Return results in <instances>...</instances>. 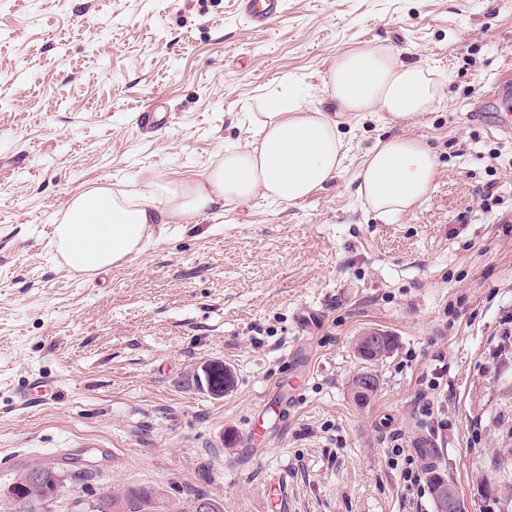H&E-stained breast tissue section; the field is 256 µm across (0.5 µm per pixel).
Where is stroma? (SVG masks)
I'll use <instances>...</instances> for the list:
<instances>
[{"mask_svg":"<svg viewBox=\"0 0 512 512\" xmlns=\"http://www.w3.org/2000/svg\"><path fill=\"white\" fill-rule=\"evenodd\" d=\"M365 41L444 83L410 128L437 158L411 212L359 199L391 129L351 114L342 170L309 199L163 225L91 277L62 264L49 230L74 196L200 178L254 139L271 98L319 106L330 64ZM508 67L512 0H287L264 31L236 0H0V512H18L5 490L36 463L65 469L49 512L131 488L160 491L153 512L198 492L224 512H435L403 480L413 460L467 512H512V136L489 128L512 88L483 102ZM158 105L171 123L141 130ZM370 330L393 347L368 366L354 341ZM207 365L229 371L223 393L200 384ZM367 366L380 387L359 405ZM34 376L53 400L22 404ZM435 378L428 422L416 404ZM77 455L90 465L67 466Z\"/></svg>","mask_w":512,"mask_h":512,"instance_id":"stroma-1","label":"stroma"}]
</instances>
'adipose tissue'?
Segmentation results:
<instances>
[{
  "instance_id": "1",
  "label": "adipose tissue",
  "mask_w": 512,
  "mask_h": 512,
  "mask_svg": "<svg viewBox=\"0 0 512 512\" xmlns=\"http://www.w3.org/2000/svg\"><path fill=\"white\" fill-rule=\"evenodd\" d=\"M323 94L322 109L295 96L277 102L255 138L225 150L201 179L177 185L152 180L132 196L103 188L75 196L56 226L59 253L73 270L99 272L142 251L153 225L216 220L225 203L256 197L305 200L341 170L337 115L376 112L388 123H411L440 102L442 84L429 67L404 63L392 48L364 42L332 63ZM435 176L428 145L398 134L368 152L356 175L357 192L377 216L389 218L411 212Z\"/></svg>"
}]
</instances>
